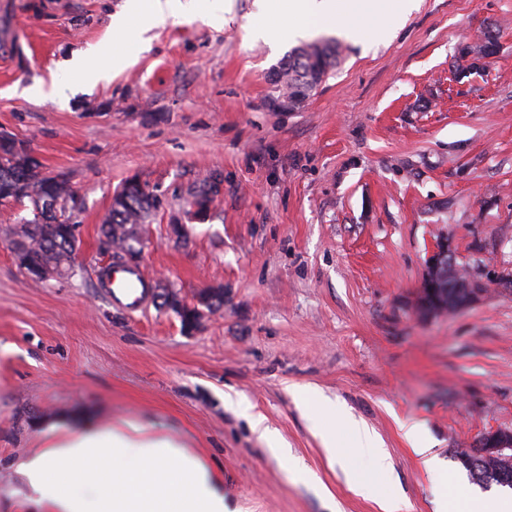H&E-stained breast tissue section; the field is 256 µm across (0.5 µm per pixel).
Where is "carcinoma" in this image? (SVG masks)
Here are the masks:
<instances>
[{
    "label": "carcinoma",
    "instance_id": "cac0c4a2",
    "mask_svg": "<svg viewBox=\"0 0 512 512\" xmlns=\"http://www.w3.org/2000/svg\"><path fill=\"white\" fill-rule=\"evenodd\" d=\"M497 32L489 29L483 34L481 44L474 49L464 46L456 56L455 70L461 74L483 70L488 63H477L471 56L476 52L484 58L496 53ZM335 67V48L328 44H307L295 48L286 62L276 69L279 75L275 86L277 95L300 96L308 98L313 89L310 81L318 78L325 80ZM217 193L213 182H205L192 192L191 205L206 208ZM7 198L14 202L28 201L32 217H23L20 223L27 226L23 247L27 257L36 263L61 269L69 274L73 272V251L71 222L67 211L74 208L75 197L68 181L61 175L50 176L41 172L40 164L31 152L17 140L6 134L0 135V199ZM51 198L58 203L62 220L48 221L44 218L40 201ZM160 206V201L153 192L141 183L124 184L111 204L110 211L101 225L102 244L106 251L135 253L134 245L124 237L123 226L126 224H144ZM456 457L467 470L471 480L485 487L500 484L491 476L497 470H508L496 461H486L472 466L467 453L457 452Z\"/></svg>",
    "mask_w": 512,
    "mask_h": 512
}]
</instances>
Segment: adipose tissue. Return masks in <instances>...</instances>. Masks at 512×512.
Wrapping results in <instances>:
<instances>
[{"instance_id": "1", "label": "adipose tissue", "mask_w": 512, "mask_h": 512, "mask_svg": "<svg viewBox=\"0 0 512 512\" xmlns=\"http://www.w3.org/2000/svg\"><path fill=\"white\" fill-rule=\"evenodd\" d=\"M249 32L269 38L276 21L296 38L319 29L364 42L370 31L389 33L413 9V0H255ZM225 0H125L112 15L111 42L75 52L50 88L35 84L29 96L67 98L75 85L90 88L127 66L128 37L144 42L156 28L199 21L223 28ZM35 501L51 512H229L217 478L173 440L128 422L87 423L56 429L47 446L19 466Z\"/></svg>"}]
</instances>
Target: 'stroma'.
Returning a JSON list of instances; mask_svg holds the SVG:
<instances>
[{
	"label": "stroma",
	"instance_id": "35a3bbf8",
	"mask_svg": "<svg viewBox=\"0 0 512 512\" xmlns=\"http://www.w3.org/2000/svg\"><path fill=\"white\" fill-rule=\"evenodd\" d=\"M125 0H0V131L22 142L78 202L74 275L42 283L9 245L29 211L0 205V512H45L18 464L55 427L135 420L178 442L219 479L235 512H382L402 496L435 512L455 488L432 479L403 436L426 431L449 475L480 432L512 428V0H418L370 47L328 37L340 57L292 112L273 109L269 75L294 48L247 34L253 0L223 29L151 31L110 83L64 103L25 91L87 45L111 38ZM496 28L485 70L458 78L461 45ZM161 205L131 261L151 284L224 306L185 332L148 302L112 305L100 226L129 178ZM210 211L187 216L199 183ZM451 240L486 294L447 316L414 308L428 251ZM319 388L384 442L372 493L337 419L305 405ZM262 415L281 444L252 429ZM335 432L330 456L320 433Z\"/></svg>",
	"mask_w": 512,
	"mask_h": 512
}]
</instances>
